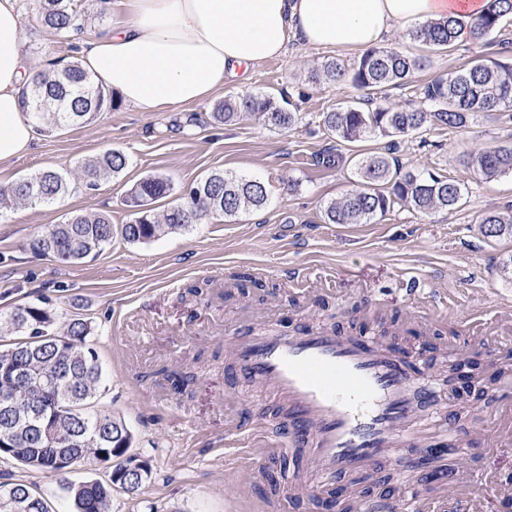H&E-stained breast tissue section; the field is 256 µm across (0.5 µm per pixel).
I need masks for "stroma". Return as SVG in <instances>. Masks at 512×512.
Listing matches in <instances>:
<instances>
[{"instance_id": "1", "label": "stroma", "mask_w": 512, "mask_h": 512, "mask_svg": "<svg viewBox=\"0 0 512 512\" xmlns=\"http://www.w3.org/2000/svg\"><path fill=\"white\" fill-rule=\"evenodd\" d=\"M18 6L23 49L34 68H42L50 56L73 58L74 41L48 32L35 0H19ZM382 45L421 62L403 85L378 94V103L390 108L420 106L427 83L487 51L481 40L433 50L414 41L407 28L393 30ZM358 57L355 51L292 39L283 56L238 68L223 89L200 103L141 112L122 102L89 122L51 136L37 134L27 156L0 165L1 186L42 169L74 171L82 160L109 149L129 158L125 172L104 180L95 193L78 187L54 204L0 208V313L43 296L56 310V333H63L75 314L91 324L89 341L105 379L95 408L126 423L134 436L132 453L151 467L137 494L113 490L112 512H274L269 501L276 491L288 494V512H319L310 499L324 491L311 485L307 468L279 473L273 490L253 476L241 492L225 481L224 463L212 454L225 431L253 409L248 381L228 348L241 328L276 334L327 329L354 338L367 329L381 334L385 345L425 348L439 392L434 427H451L468 445L471 468L512 472V458L487 449L491 416L512 408V377L495 374L500 358L494 350L503 339L458 331L455 317L479 310L512 319V309L495 305L496 298H512V275L502 271L504 260L512 258V237L488 239L479 228L483 214L512 203V176L486 179L463 161L477 149L512 142V118L478 112L467 127H431L403 138L399 157L405 169L460 183L463 196L455 208L427 214L402 208L367 224L324 222L326 204L356 189V175L347 161L315 167L313 155L329 150L347 158L380 150L384 141L349 145L329 136L319 125L322 113L357 104L360 94L345 83L312 80L310 73L323 61L349 64ZM250 93L288 95L299 107L300 121L275 130L247 114L230 126L211 124L216 104ZM191 115L198 124L186 125ZM215 169L262 178L266 206L206 219L146 243L117 237L96 257L74 264L27 248L30 238L71 212L104 210L114 226L130 222L124 199L147 176L167 178L174 186L153 204L163 213L181 203L184 187ZM256 264L269 268L264 288L244 294L239 278ZM301 268L303 284L289 287V277ZM406 272L427 291L447 292L451 314L443 324L425 327V308L401 292ZM447 348L480 362L485 378L496 379V393L477 386L463 402H450L441 359ZM174 374L190 376L183 392L171 389ZM0 475L26 481L53 512H67L69 495L52 474L2 457Z\"/></svg>"}]
</instances>
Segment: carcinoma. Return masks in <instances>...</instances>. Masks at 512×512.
<instances>
[{
    "label": "carcinoma",
    "mask_w": 512,
    "mask_h": 512,
    "mask_svg": "<svg viewBox=\"0 0 512 512\" xmlns=\"http://www.w3.org/2000/svg\"><path fill=\"white\" fill-rule=\"evenodd\" d=\"M77 0H39L43 26L62 38L76 29ZM512 24V0H486L484 12L467 23L452 17L430 21L412 32V38L430 48L447 50L472 29L479 40ZM418 61L396 48H371L349 65L326 60L311 78L347 82L369 96L404 81ZM429 107L404 110L377 106L334 108L321 115L320 124L343 142L366 137L386 140L382 151L361 153L354 162L360 188L341 201L330 203L325 216L330 224H367L380 214L405 207L421 213L450 209L461 199L460 184L444 175L402 170L398 138L428 126L463 128L475 112H512V61L489 52L446 78L428 83ZM114 107L111 92L75 61L38 72L23 93L22 110L46 134L82 124ZM244 114H256L270 127L287 129L299 120L286 98L247 94L215 106L216 125H231ZM466 163L486 179L512 174V145L485 147ZM121 151L108 150L78 166L79 183L94 193L103 179L117 178L128 167ZM70 188L66 175L40 170L0 188L5 201L51 204ZM173 190L159 176L141 179L127 194L124 205L132 220L115 228L105 212L74 213L27 243L30 251L64 263L96 256L112 244L115 234L129 243H144L181 231L207 216L232 217L263 207L267 187L259 178L229 176L215 169L183 193L184 203L158 215L152 202ZM481 233L487 238L512 235V205L485 213ZM55 313L49 299L41 298L0 315V338L14 337L0 350V456L23 467L47 472L66 485L71 512H111L112 490L136 492L151 475L148 463L129 453L133 436L124 421L105 411H90L101 395L102 367L97 351L87 345L90 325L73 318L66 332H52ZM94 458L110 464L106 480L77 485L68 481V468ZM0 512H50V505L23 481L0 483Z\"/></svg>",
    "instance_id": "obj_1"
}]
</instances>
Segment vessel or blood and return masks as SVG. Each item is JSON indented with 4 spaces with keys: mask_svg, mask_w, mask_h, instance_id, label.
<instances>
[{
    "mask_svg": "<svg viewBox=\"0 0 512 512\" xmlns=\"http://www.w3.org/2000/svg\"><path fill=\"white\" fill-rule=\"evenodd\" d=\"M231 350L240 372L254 384L251 399L286 405L290 428L273 445L260 439L259 425H236L217 450L226 477L242 479L259 456H281L298 446L324 487L334 486L337 476L376 468L398 448L424 451L442 444L457 449L460 457L468 455L451 432L432 431L418 410L419 404L437 400L423 377L426 360L410 362L384 352L376 337L351 341L333 331L294 336L243 331ZM452 496L462 500V512H486L489 498L512 500V483L497 471L472 469Z\"/></svg>",
    "mask_w": 512,
    "mask_h": 512,
    "instance_id": "vessel-or-blood-1",
    "label": "vessel or blood"
}]
</instances>
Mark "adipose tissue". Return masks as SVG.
<instances>
[{"mask_svg": "<svg viewBox=\"0 0 512 512\" xmlns=\"http://www.w3.org/2000/svg\"><path fill=\"white\" fill-rule=\"evenodd\" d=\"M485 0H112V29L83 41L77 60L142 112L199 103L226 74L281 56L289 39L363 50L395 27L472 21ZM18 0H0V164L30 152L35 125L22 92L35 71L21 45Z\"/></svg>", "mask_w": 512, "mask_h": 512, "instance_id": "obj_1", "label": "adipose tissue"}]
</instances>
